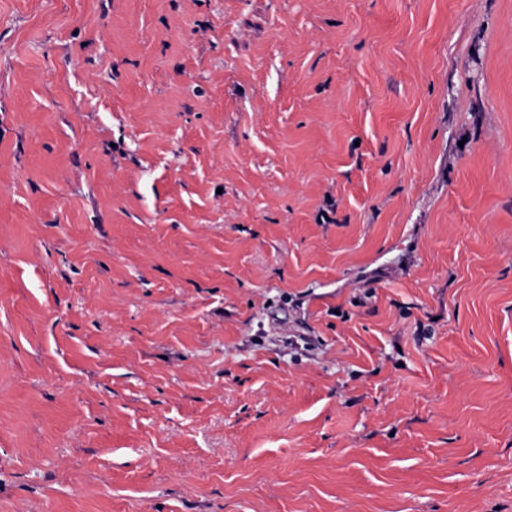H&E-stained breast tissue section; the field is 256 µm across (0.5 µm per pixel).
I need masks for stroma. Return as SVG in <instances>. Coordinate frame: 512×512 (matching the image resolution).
<instances>
[{"instance_id":"obj_1","label":"stroma","mask_w":512,"mask_h":512,"mask_svg":"<svg viewBox=\"0 0 512 512\" xmlns=\"http://www.w3.org/2000/svg\"><path fill=\"white\" fill-rule=\"evenodd\" d=\"M0 512H512V0H0Z\"/></svg>"}]
</instances>
